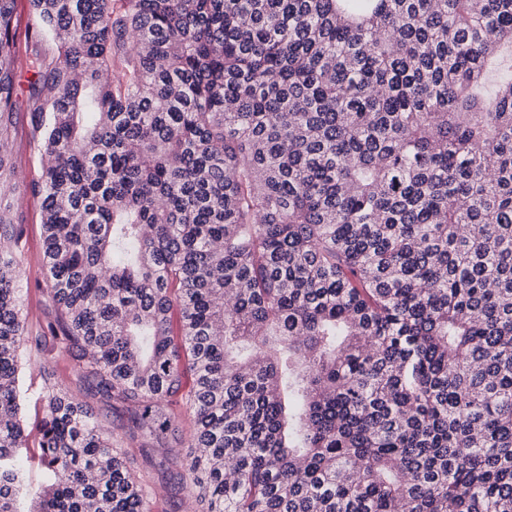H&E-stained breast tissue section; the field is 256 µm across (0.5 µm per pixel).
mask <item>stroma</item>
<instances>
[{
	"mask_svg": "<svg viewBox=\"0 0 512 512\" xmlns=\"http://www.w3.org/2000/svg\"><path fill=\"white\" fill-rule=\"evenodd\" d=\"M29 74L18 79L19 110L15 114L13 139L9 153L15 163L17 190L13 199V216L20 225L22 239L17 259L23 285V314L30 336L42 337L43 343L24 369L25 384L32 397L25 407L28 427H35L42 411L33 397L48 383L71 389L76 382L73 362L70 358L58 356L55 336L59 332L58 312L54 309L46 288V271L42 256V204L40 197L30 194L26 186L36 178L39 157L34 148L32 117L28 110L27 90ZM138 474L144 475L153 485L151 512H202L201 503L182 492L179 498H172L165 480L154 470L137 466Z\"/></svg>",
	"mask_w": 512,
	"mask_h": 512,
	"instance_id": "obj_1",
	"label": "stroma"
}]
</instances>
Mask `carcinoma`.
<instances>
[{
  "label": "carcinoma",
  "mask_w": 512,
  "mask_h": 512,
  "mask_svg": "<svg viewBox=\"0 0 512 512\" xmlns=\"http://www.w3.org/2000/svg\"><path fill=\"white\" fill-rule=\"evenodd\" d=\"M0 0V512H512V0ZM30 71L39 394L10 194ZM178 307L193 390L182 393ZM188 407V450L172 446ZM17 17H18V39L17 43L22 52H29L32 48V43L26 38V31L32 22L30 15V4L28 0L17 1ZM31 73L18 79L19 111L15 112L13 140L9 143L16 170L17 190L14 193L13 216L20 225L22 239L17 259L23 285V314L30 338L42 336V346L32 351V359L24 369V380L29 387L30 401L25 407L28 430L33 429L42 417L35 404L37 394L44 384L56 383L78 394L73 362L69 357H57L56 340L62 336L57 323L58 311L54 309L46 288V271L42 256V204L41 198L26 191V185L37 177L39 157L34 149L31 112H28L27 90ZM45 336V339L44 337ZM102 413H103V424L105 425V429L109 436L112 438V442L123 443L125 446L127 445V416H125L120 410H112L109 407L103 406L102 404H98ZM107 415V416H106ZM135 466V471L140 475H144L153 485L154 492L151 499V512H202L204 506L195 501L188 490L184 489L182 491L180 499H172L170 498V487L159 473L145 468L142 465L141 459L138 460V465ZM30 484L28 491L21 499V508L25 511L37 510L38 507V493L44 482L43 472L37 466L36 461L30 463Z\"/></svg>",
  "instance_id": "obj_1"
}]
</instances>
